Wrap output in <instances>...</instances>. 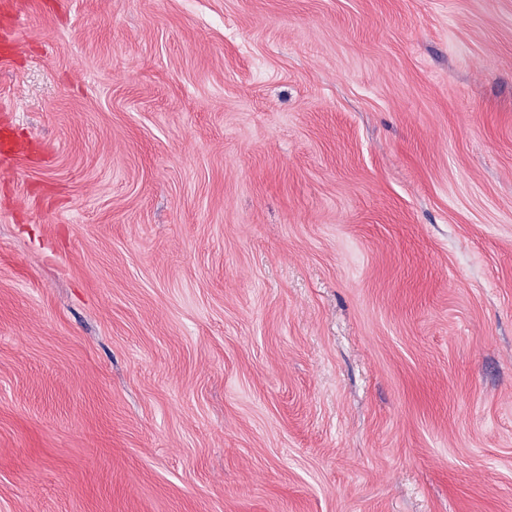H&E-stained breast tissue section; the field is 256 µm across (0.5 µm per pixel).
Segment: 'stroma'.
<instances>
[{
	"instance_id": "obj_1",
	"label": "stroma",
	"mask_w": 512,
	"mask_h": 512,
	"mask_svg": "<svg viewBox=\"0 0 512 512\" xmlns=\"http://www.w3.org/2000/svg\"><path fill=\"white\" fill-rule=\"evenodd\" d=\"M0 512H512V0H19Z\"/></svg>"
}]
</instances>
